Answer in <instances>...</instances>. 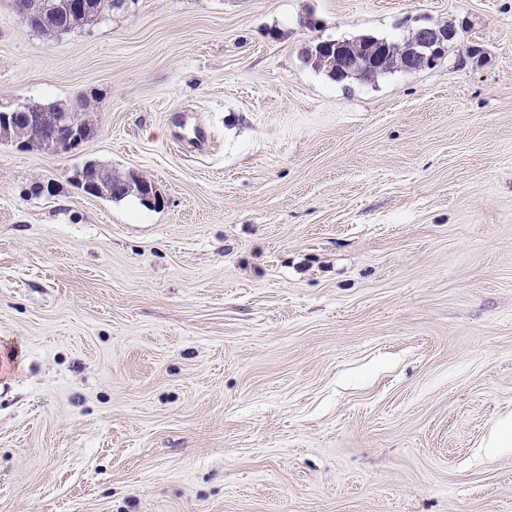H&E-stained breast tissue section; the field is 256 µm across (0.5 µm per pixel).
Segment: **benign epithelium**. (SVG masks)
Returning a JSON list of instances; mask_svg holds the SVG:
<instances>
[{
  "instance_id": "1",
  "label": "benign epithelium",
  "mask_w": 512,
  "mask_h": 512,
  "mask_svg": "<svg viewBox=\"0 0 512 512\" xmlns=\"http://www.w3.org/2000/svg\"><path fill=\"white\" fill-rule=\"evenodd\" d=\"M454 37L455 31L450 26L419 28L415 42L401 47L405 69L413 71L436 63ZM355 48L356 44L351 42L327 41L318 44L314 50L305 49L303 59L308 62L315 56L331 54L338 61V75L345 76L353 69ZM96 132L92 115L75 110L58 112L50 117L39 103L32 100L20 103L17 112L0 113V142L7 141L22 149H36L57 156L77 152ZM73 179L92 196L105 197L124 188V185L112 182L111 172L97 163L85 165ZM138 195L155 207L163 202L155 184L148 180L138 181Z\"/></svg>"
}]
</instances>
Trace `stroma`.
<instances>
[{
	"mask_svg": "<svg viewBox=\"0 0 512 512\" xmlns=\"http://www.w3.org/2000/svg\"><path fill=\"white\" fill-rule=\"evenodd\" d=\"M91 91L75 154L0 144V512H512V0H0V110ZM48 1L56 3L58 7L50 11H42V5ZM119 1L124 0H97V14L91 19L77 22L72 18V14L66 7L68 0H29L33 8L39 12L38 18L41 21L38 26L33 29L48 35L81 29L85 26L109 19L113 10L121 7V5L118 4ZM29 2L28 0L14 1L15 10L18 16L26 23H29L33 18ZM418 33L417 39L416 35ZM455 37L452 27H420L418 32L413 30L405 42H415L400 46V52L405 59L404 68L408 71L418 70L436 63L445 52L446 45ZM355 48V43L327 41L318 44L315 50L307 47L304 51L303 59L306 63H308L314 55L315 57L319 58L322 57V53L335 55L336 60L338 61L337 65L340 69L338 70V75L345 76L348 75L353 69ZM389 50V46L383 42L374 44L372 56L373 64H377L383 55ZM361 71L367 73L366 81H374L379 76L394 69H401V59L397 52L393 51L383 58L376 67H373L366 52L360 55ZM112 178L116 182L126 180V176L119 174L111 175L109 170L97 163L85 165L83 170H78L73 176V179L88 195L105 197L114 194L107 198L110 200H118L127 196L130 192L116 194L122 191L125 186L123 184L112 183Z\"/></svg>",
	"mask_w": 512,
	"mask_h": 512,
	"instance_id": "35a3bbf8",
	"label": "stroma"
}]
</instances>
